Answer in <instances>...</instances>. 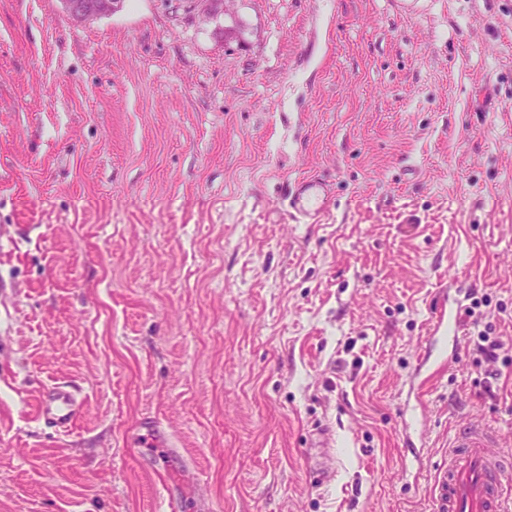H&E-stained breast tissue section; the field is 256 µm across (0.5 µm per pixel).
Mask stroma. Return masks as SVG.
<instances>
[{
    "label": "stroma",
    "instance_id": "stroma-1",
    "mask_svg": "<svg viewBox=\"0 0 512 512\" xmlns=\"http://www.w3.org/2000/svg\"><path fill=\"white\" fill-rule=\"evenodd\" d=\"M146 416L210 512H431L471 420L512 459V0H0V512H166ZM64 14L79 24L101 19L120 11L123 0H59ZM332 187L312 177L299 179L288 192V214L303 224H319L335 207ZM83 403L75 391L65 383H56L45 388L36 402L37 420L66 434L76 425ZM137 437L142 438L144 446L172 448L169 439L159 421L151 417L142 418L137 427Z\"/></svg>",
    "mask_w": 512,
    "mask_h": 512
}]
</instances>
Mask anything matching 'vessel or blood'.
Returning <instances> with one entry per match:
<instances>
[{"label": "vessel or blood", "instance_id": "1", "mask_svg": "<svg viewBox=\"0 0 512 512\" xmlns=\"http://www.w3.org/2000/svg\"><path fill=\"white\" fill-rule=\"evenodd\" d=\"M289 215L304 224H318L335 207L332 187L314 178L295 182L287 196ZM83 403L65 383L45 388L36 402L37 420L68 433L76 425ZM143 445L169 447L159 421L151 417L138 423ZM496 434L475 422L459 428L450 444L448 463L438 469L433 482V512H512V482L496 450Z\"/></svg>", "mask_w": 512, "mask_h": 512}]
</instances>
